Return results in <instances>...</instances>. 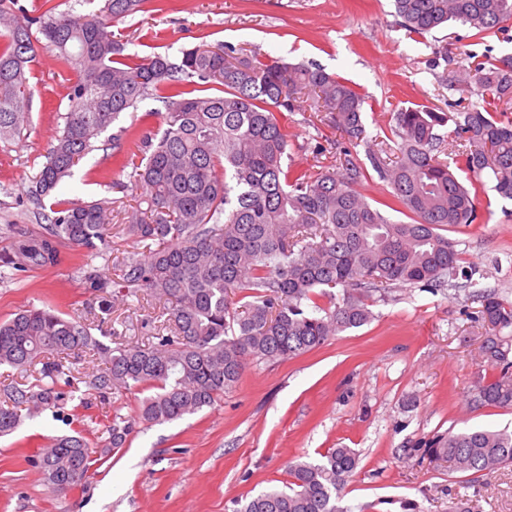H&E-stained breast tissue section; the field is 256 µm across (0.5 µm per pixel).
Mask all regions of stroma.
<instances>
[{"label": "stroma", "mask_w": 512, "mask_h": 512, "mask_svg": "<svg viewBox=\"0 0 512 512\" xmlns=\"http://www.w3.org/2000/svg\"><path fill=\"white\" fill-rule=\"evenodd\" d=\"M130 54H175L202 43L226 42L290 63L314 64L339 75L366 97V137L378 141L396 105L424 104L445 112L457 98L428 66L433 46L456 59L464 27L453 25L410 39L390 0H161L117 22ZM74 73L40 51L31 71L30 123L0 140V250L5 227L43 222L26 198L32 178L61 130ZM161 102L147 99L120 117L111 132L59 185V201L133 206L141 189L120 169L147 133L162 125ZM309 100L281 119L288 152L300 167L315 164L316 143L340 142L331 124L312 125ZM482 220L453 232L465 267L479 287L512 300V202L488 190ZM107 256L63 248L57 266L23 280L0 278V322L19 311L56 306L93 336L148 343L167 304L146 293L100 300L80 284L98 271L120 281V263L140 245L112 224ZM481 304L467 292L407 286L376 300L367 325L335 336L320 349L283 362H252L241 382L212 406L182 419L148 424L136 418L145 390L115 392L90 408L68 405L58 418L45 410L23 417L0 437V512H236L241 500L288 481L296 460L316 461L329 449L360 455L345 504L353 512H512V466L467 483L448 462L413 455L421 438L448 430H512V410L478 406L470 392L482 369L488 327ZM134 420L125 447L98 462L86 487L54 491L36 464L60 436L82 434L103 445L113 418Z\"/></svg>", "instance_id": "35a3bbf8"}]
</instances>
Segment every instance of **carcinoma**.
<instances>
[{
    "label": "carcinoma",
    "instance_id": "cac0c4a2",
    "mask_svg": "<svg viewBox=\"0 0 512 512\" xmlns=\"http://www.w3.org/2000/svg\"><path fill=\"white\" fill-rule=\"evenodd\" d=\"M17 2L0 0V139L29 123V73L38 49L54 53L76 81L66 94L61 134L28 195L43 210L44 232L0 252V277L19 279L56 265L62 242L107 255L108 201L47 205L45 199L122 113L152 97L164 105V128L142 141L140 156L120 165L131 168L129 177L143 190L125 210L124 224L146 250L126 255L121 272L123 287L171 304V318L147 345L114 346L51 306L0 322V366L41 365L36 384L4 393L0 436L19 426L23 410H64L59 387L71 386L65 367L73 355L102 362L88 383L100 398L156 389L141 402L140 417L163 424L211 406L239 384L251 360L293 359L369 323L378 292L476 284V271L464 269L445 232L479 220L478 196L487 181L512 201V78L505 72L512 55L498 57L486 45L507 32L512 0H392L409 36L423 40L455 22L485 49L466 53L467 65L448 72V89L469 98L466 106L448 113L415 103L396 109L390 134L368 151L367 166L357 151L365 142V97L320 67L262 59L228 44L175 56L126 54L108 28L142 11L147 0H104L85 14L58 12L53 0H44L46 9L36 16ZM302 95L341 132L344 147L333 164L310 169L288 162L281 117L295 111ZM372 172L389 187L379 207L360 190ZM393 212L410 221L393 219ZM82 287L105 295L110 281L88 271ZM478 298L492 330L481 346L491 373L478 377L473 401L512 409V332L504 333L512 329V301L491 291ZM106 431L97 451L70 435L39 455L52 489L84 486L94 454L122 447L132 425L114 419ZM414 450L447 460L475 481L512 464V431L450 430ZM359 463L352 448L293 462L284 487L236 512H351L341 502Z\"/></svg>",
    "mask_w": 512,
    "mask_h": 512
}]
</instances>
